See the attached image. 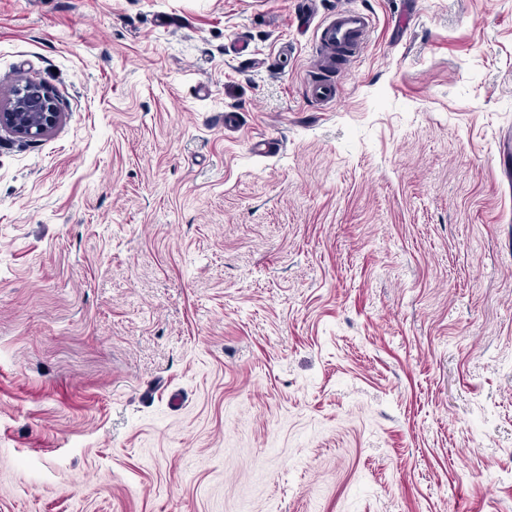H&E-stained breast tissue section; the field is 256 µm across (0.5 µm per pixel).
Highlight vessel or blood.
<instances>
[{
  "instance_id": "vessel-or-blood-1",
  "label": "vessel or blood",
  "mask_w": 512,
  "mask_h": 512,
  "mask_svg": "<svg viewBox=\"0 0 512 512\" xmlns=\"http://www.w3.org/2000/svg\"><path fill=\"white\" fill-rule=\"evenodd\" d=\"M372 26L373 19L368 13L356 9L338 10L320 31L316 67H332L336 55L342 51L358 54L364 48Z\"/></svg>"
}]
</instances>
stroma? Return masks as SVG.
Instances as JSON below:
<instances>
[{
    "mask_svg": "<svg viewBox=\"0 0 512 512\" xmlns=\"http://www.w3.org/2000/svg\"><path fill=\"white\" fill-rule=\"evenodd\" d=\"M29 80L0 512H512V0H0ZM373 26L372 17L356 9H341L322 27L318 41L317 68H330L341 50L358 54L365 46ZM61 117L57 98L39 84L21 85L6 105L0 103V129L20 138L36 139L50 134Z\"/></svg>",
    "mask_w": 512,
    "mask_h": 512,
    "instance_id": "35a3bbf8",
    "label": "stroma"
}]
</instances>
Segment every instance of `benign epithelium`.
<instances>
[{"label":"benign epithelium","instance_id":"benign-epithelium-1","mask_svg":"<svg viewBox=\"0 0 512 512\" xmlns=\"http://www.w3.org/2000/svg\"><path fill=\"white\" fill-rule=\"evenodd\" d=\"M62 117L57 98L39 84L16 88L7 104L0 103V129L20 138L36 139L50 134Z\"/></svg>","mask_w":512,"mask_h":512}]
</instances>
